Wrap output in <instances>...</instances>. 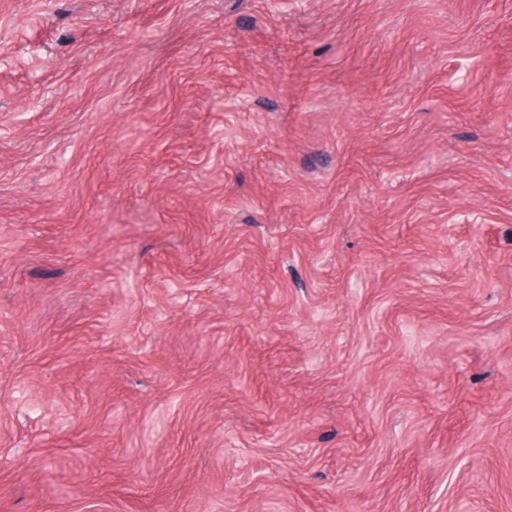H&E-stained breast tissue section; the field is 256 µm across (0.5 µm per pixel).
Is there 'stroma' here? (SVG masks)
<instances>
[{
  "instance_id": "1",
  "label": "stroma",
  "mask_w": 512,
  "mask_h": 512,
  "mask_svg": "<svg viewBox=\"0 0 512 512\" xmlns=\"http://www.w3.org/2000/svg\"><path fill=\"white\" fill-rule=\"evenodd\" d=\"M0 512H512V0H0Z\"/></svg>"
}]
</instances>
